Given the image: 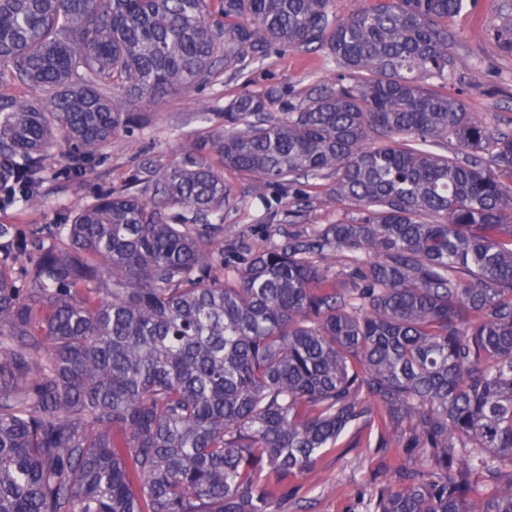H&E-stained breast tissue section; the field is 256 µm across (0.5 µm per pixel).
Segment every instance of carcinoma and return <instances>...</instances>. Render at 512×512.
Returning <instances> with one entry per match:
<instances>
[{"mask_svg": "<svg viewBox=\"0 0 512 512\" xmlns=\"http://www.w3.org/2000/svg\"><path fill=\"white\" fill-rule=\"evenodd\" d=\"M463 2L0 0V209L223 67L347 70L240 92L45 236L0 225V512H278L352 426L407 461L366 512H512V131L413 77L457 68ZM226 169L260 198L331 178L359 219L253 245ZM246 89L259 90L270 83H292L301 91L318 88L340 73L336 60L325 51L273 54L248 68Z\"/></svg>", "mask_w": 512, "mask_h": 512, "instance_id": "obj_1", "label": "carcinoma"}]
</instances>
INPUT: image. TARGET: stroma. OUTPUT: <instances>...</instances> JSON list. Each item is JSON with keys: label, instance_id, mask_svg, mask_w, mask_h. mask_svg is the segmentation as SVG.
<instances>
[{"label": "stroma", "instance_id": "35a3bbf8", "mask_svg": "<svg viewBox=\"0 0 512 512\" xmlns=\"http://www.w3.org/2000/svg\"><path fill=\"white\" fill-rule=\"evenodd\" d=\"M512 27V0H468L466 8L449 22L454 53L459 62L448 81L423 77L432 89L459 95L475 117L491 126L512 127V55L493 50L497 35ZM336 60L324 51L283 52L271 55L248 69L247 81L223 76L203 91L172 95L142 106V120L130 132L115 136L108 159L83 178H59L46 185L47 202L38 210L0 212V224L14 225L30 235L47 232L65 223L70 212L91 200L100 187L120 186L145 158L165 164L175 158L184 137L208 127L200 106L209 98L213 111H223L230 98L242 89L259 90L271 83H292L307 91L339 73ZM234 188V205L225 217L230 230L244 233L252 241L271 245L279 237L273 227L287 223L290 203L277 189L256 198L250 179L225 172ZM327 180H318L310 199L298 206L297 223L305 227L333 224L357 218L355 210L328 207L321 195ZM401 464L390 448L368 446L365 438L349 432L334 448L324 452L316 470L288 481V496L282 512H365L363 493L378 482L395 480Z\"/></svg>", "mask_w": 512, "mask_h": 512}]
</instances>
